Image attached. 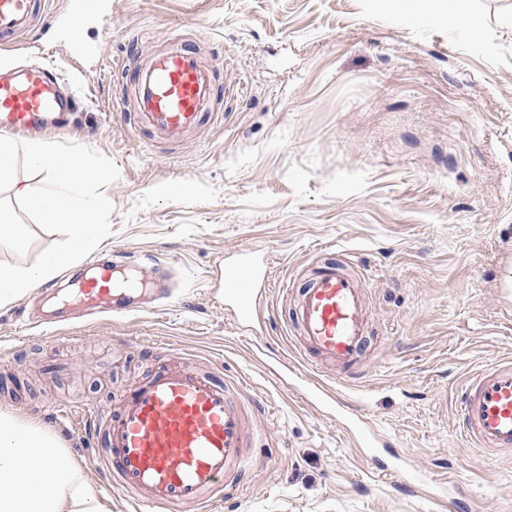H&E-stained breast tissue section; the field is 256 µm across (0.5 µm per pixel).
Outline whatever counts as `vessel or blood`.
I'll return each mask as SVG.
<instances>
[{
    "mask_svg": "<svg viewBox=\"0 0 512 512\" xmlns=\"http://www.w3.org/2000/svg\"><path fill=\"white\" fill-rule=\"evenodd\" d=\"M50 0H0V41L29 29ZM58 76L45 68L0 73V132L22 136L59 127L75 101L60 93ZM132 94L136 120L176 142L211 111L214 82L199 50L178 38L136 67ZM172 261L116 247L77 280L62 298L69 321L117 318L142 309L145 299L172 292ZM272 277L268 254H241L224 266V308L240 332L259 322L263 292ZM368 283L344 257L324 261L291 290L293 343L303 370L290 383L318 409L351 419L349 432L367 461L401 475L407 456L343 393L360 378L368 342ZM335 368V382L321 374ZM61 422L84 426L101 439L97 468L122 491L135 512H218L250 471L258 428L255 403L234 378L214 369L163 366L137 382L110 408H57ZM461 436L476 450L512 453V361L499 360L469 374L458 404Z\"/></svg>",
    "mask_w": 512,
    "mask_h": 512,
    "instance_id": "1",
    "label": "vessel or blood"
}]
</instances>
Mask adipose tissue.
I'll return each instance as SVG.
<instances>
[{
	"label": "adipose tissue",
	"instance_id": "1",
	"mask_svg": "<svg viewBox=\"0 0 512 512\" xmlns=\"http://www.w3.org/2000/svg\"><path fill=\"white\" fill-rule=\"evenodd\" d=\"M0 512H111L47 428L0 410Z\"/></svg>",
	"mask_w": 512,
	"mask_h": 512
}]
</instances>
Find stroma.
<instances>
[{
    "mask_svg": "<svg viewBox=\"0 0 512 512\" xmlns=\"http://www.w3.org/2000/svg\"><path fill=\"white\" fill-rule=\"evenodd\" d=\"M73 0L48 25L0 45V69L53 66L82 97L76 123L46 142L86 145L119 168L102 249L147 250L178 266L174 301L45 334L0 308V409L44 421L45 394L106 403L164 364L190 357L240 378L260 403L257 446L230 512H450L447 498L373 469L335 418L282 385L225 312L224 264L274 259L265 336L283 338L289 279L328 251L348 253L370 284L364 413L435 479L457 478L472 512H512V456L477 455L457 431L458 388L512 357V0H469L467 28L406 17L399 0ZM215 69L218 110L179 143L113 107L138 66L169 38ZM24 227L0 262L31 266L58 241L20 209ZM62 441L112 512L94 445Z\"/></svg>",
    "mask_w": 512,
    "mask_h": 512,
    "instance_id": "stroma-1",
    "label": "stroma"
}]
</instances>
